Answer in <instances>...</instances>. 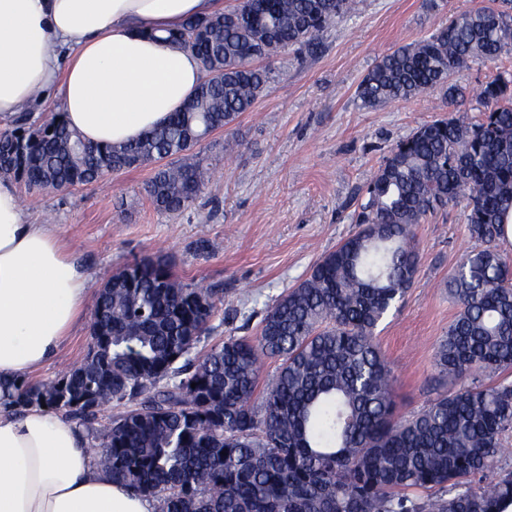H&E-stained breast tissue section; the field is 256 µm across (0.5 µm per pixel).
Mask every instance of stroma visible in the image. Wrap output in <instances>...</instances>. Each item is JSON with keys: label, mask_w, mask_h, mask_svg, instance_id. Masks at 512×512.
I'll return each instance as SVG.
<instances>
[{"label": "stroma", "mask_w": 512, "mask_h": 512, "mask_svg": "<svg viewBox=\"0 0 512 512\" xmlns=\"http://www.w3.org/2000/svg\"><path fill=\"white\" fill-rule=\"evenodd\" d=\"M489 2L355 0L353 12L325 31L315 49L290 48L260 60L270 82L251 111L195 147L207 178L182 213L158 211L150 202L151 164L64 191L23 189L21 203L34 220L57 225L92 291L124 265L162 255L183 283L218 292L224 302L196 353L230 336H256L266 310L358 231L362 191L402 140L439 118L481 119L476 91L512 72V49L454 76L467 93L451 104L430 91L365 108L356 98L363 76L397 46L430 35L449 14ZM467 214L462 200L416 226L414 283L374 331L394 373L397 416L417 412L443 389L434 379L435 355L459 311L448 279L476 245ZM92 322L85 314L36 380L55 378L86 356Z\"/></svg>", "instance_id": "1"}]
</instances>
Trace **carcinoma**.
Returning <instances> with one entry per match:
<instances>
[{"label":"carcinoma","mask_w":512,"mask_h":512,"mask_svg":"<svg viewBox=\"0 0 512 512\" xmlns=\"http://www.w3.org/2000/svg\"><path fill=\"white\" fill-rule=\"evenodd\" d=\"M241 0L224 14L190 19L166 40L189 46L206 90L143 139L83 142L53 115L28 114L0 131V176L27 189H68L158 164L146 192L155 209L194 204L206 172L171 161L251 109L270 72L253 65L308 47L353 0ZM456 14L429 37L382 56L356 90L372 108L436 89L475 60L512 49V0ZM483 119L420 126L366 188L361 229L322 256L307 279L265 314L258 336H231L201 356L194 346L222 299L185 285L163 257L126 265L103 284L92 333L109 337L59 376L0 385L4 404L79 418L112 480L157 500L158 512H503L512 468L494 471L512 430V259L496 245L512 214V74L478 94ZM468 201L465 252L448 280L459 311L439 344L440 378L460 387L396 419L394 376L374 330L411 288L419 262L414 227ZM279 362L261 383V363ZM125 410L90 426L108 404ZM410 489L422 495L411 497Z\"/></svg>","instance_id":"1"}]
</instances>
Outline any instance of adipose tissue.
Instances as JSON below:
<instances>
[{
    "label": "adipose tissue",
    "mask_w": 512,
    "mask_h": 512,
    "mask_svg": "<svg viewBox=\"0 0 512 512\" xmlns=\"http://www.w3.org/2000/svg\"><path fill=\"white\" fill-rule=\"evenodd\" d=\"M221 0H0V122L52 99L94 144H127L165 123L204 78L165 42ZM88 298L86 272L55 225L32 222L0 178V382L50 364ZM0 512H154L121 487L63 414L0 405Z\"/></svg>",
    "instance_id": "obj_1"
}]
</instances>
